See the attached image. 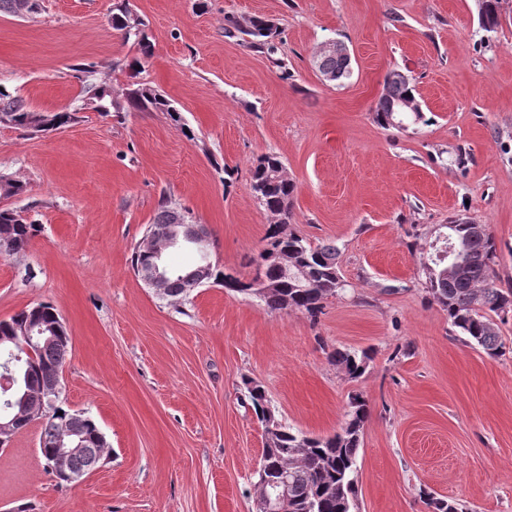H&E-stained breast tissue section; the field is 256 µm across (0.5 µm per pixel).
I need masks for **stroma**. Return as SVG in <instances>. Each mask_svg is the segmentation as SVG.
Listing matches in <instances>:
<instances>
[{
  "mask_svg": "<svg viewBox=\"0 0 512 512\" xmlns=\"http://www.w3.org/2000/svg\"><path fill=\"white\" fill-rule=\"evenodd\" d=\"M128 4L153 45L138 58L112 29ZM0 13V85L36 112H74L57 131L0 124V176L26 186L8 207L41 231L0 255V319L51 303L72 346L67 406L92 416L111 452L73 483L45 472L39 425L0 448V512H255L263 426L242 387L260 381L291 427L340 430L350 394L369 404L359 512H425L427 491L469 512H512V312L505 353L452 332L423 263L450 218L488 225L512 281V8L494 32L475 0H40ZM277 27L273 50L224 35L226 19ZM329 40L353 74L323 81ZM138 81L164 112L102 114L75 77L91 65L121 97ZM409 75L424 120L385 129L373 109L388 72ZM296 189L290 228L335 243L347 288L317 317L273 312L208 283L173 305L131 255L162 202L210 234L209 260L250 279L270 218L252 189L261 156ZM368 351L348 377L329 356Z\"/></svg>",
  "mask_w": 512,
  "mask_h": 512,
  "instance_id": "35a3bbf8",
  "label": "stroma"
}]
</instances>
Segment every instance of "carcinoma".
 Segmentation results:
<instances>
[{
    "mask_svg": "<svg viewBox=\"0 0 512 512\" xmlns=\"http://www.w3.org/2000/svg\"><path fill=\"white\" fill-rule=\"evenodd\" d=\"M502 0H476L481 28L493 32L500 24ZM112 27L133 40L139 54L147 58L152 54V45L144 29L128 28L124 8L112 14ZM253 37L259 48L268 45L275 37L274 24L254 17L242 28L230 21L224 26V36L232 38L236 33ZM314 63L323 80L328 83H343L350 79L348 60L344 55H328L317 52ZM95 110L110 112H166L173 120H179L178 110L155 89L139 84L125 94V103L112 97V87L103 80L85 87ZM401 102L414 104L415 111L409 113L410 121H423V111L418 104L416 88L405 73L393 70L384 80V90L374 109V119L383 128H392L400 121L396 108ZM5 116L11 126L28 130L48 123L44 130L63 127L73 119L68 111L40 112L27 109L20 100L12 96L7 88L0 89V117ZM253 190L264 209L272 218L264 237L265 244L252 263L261 268L262 276L269 281L271 289L261 300L272 311H295L315 317L323 309L324 302L345 290L338 266L339 248L334 244L312 246L302 237L287 230L291 223L290 209L295 184L286 174L282 162L274 155H265L257 160L253 173ZM180 212L168 202L161 203L154 223L146 234L158 244L165 243L170 225L176 223ZM447 234L463 250L465 266L458 274H441V267L425 270V289L431 300L448 316V323L466 338V343L478 346L490 356L504 353L505 344L500 334L497 319L512 311V284L502 283L497 266L499 248L487 225L482 231L474 230V224L462 218L452 219L444 225ZM39 226L27 221L12 208H0V255H12L13 244L19 238L32 240ZM296 262L306 272L304 283L285 276L281 262ZM192 269H172L165 298L173 303L184 300L192 291L187 280ZM32 312L23 309L7 319L0 320V371L3 370L4 346L14 337V324ZM35 358L31 359L23 349L15 347L22 355L20 361V393L28 395L30 403L42 400L44 392L61 383L63 363L71 348V337L66 326H61V335L49 340L32 338ZM331 360L351 380L360 378L370 360L368 352L336 350ZM244 388L251 407L259 421L266 420L271 411L264 386L251 378L244 379ZM369 416L367 401L359 393L349 396L346 419L340 431L330 436H310L281 424L274 438L264 441L258 473L275 477L285 473L288 479L290 512H356L355 472L364 426ZM63 431H72L85 437L84 453L74 457V471H83L92 464H102L108 455L106 440L97 422L88 415L75 417L62 398L49 406L47 420L41 425L39 451L44 468L51 470V456L55 452L56 436ZM428 512H463L460 504L431 493L421 494Z\"/></svg>",
    "mask_w": 512,
    "mask_h": 512,
    "instance_id": "carcinoma-1",
    "label": "carcinoma"
}]
</instances>
